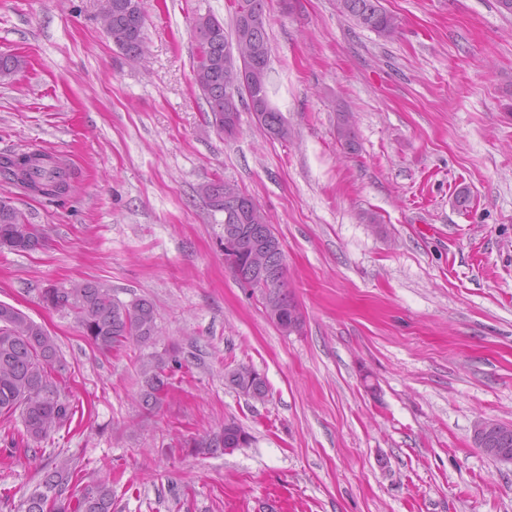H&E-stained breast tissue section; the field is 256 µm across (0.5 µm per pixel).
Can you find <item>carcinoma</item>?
<instances>
[{
	"label": "carcinoma",
	"mask_w": 512,
	"mask_h": 512,
	"mask_svg": "<svg viewBox=\"0 0 512 512\" xmlns=\"http://www.w3.org/2000/svg\"><path fill=\"white\" fill-rule=\"evenodd\" d=\"M126 0H112L110 22L112 42L126 56H137L144 49L142 25L132 24L123 8ZM251 10L258 14L253 27H243L234 19L232 33L219 30L212 34V24L224 22L208 12L198 16V27L192 30L197 53L207 56L208 63L194 70V82L201 91L212 114V123L224 130V113H240L242 107L252 112L256 122L276 140L286 141L291 135L288 122L277 108L264 103L251 106L250 100L241 97L237 103L224 99V80L229 78L225 63L232 60L229 39L244 37L250 42L255 64L244 67L248 91L253 101L261 100L258 93H269V47L265 31L266 0H248ZM339 8L356 23L383 38L398 33L397 18L388 12L381 0H339ZM26 65L16 54H0V73L19 72ZM337 136L348 151L357 150L355 126L346 112L338 114ZM41 160L31 161V153L0 155V180L21 185L28 191H39L47 198H60L64 187L71 186L75 172L63 159L39 153ZM209 207L222 211L236 204L246 192L223 180L207 182L199 187ZM44 229L39 224H27L24 215L13 205L0 202V249L32 252L46 245ZM254 243L238 242L234 263V276L248 273V263ZM288 268L282 265L278 277L269 288V294L280 295L282 300H294L288 290ZM41 301L46 306L70 313L84 336L102 353H110L135 342L142 346L157 344L156 312L146 298L123 302L112 290L94 281H75L68 288H45ZM182 367L180 351L165 347L151 353L140 362L139 404L151 415L164 405L175 370ZM65 370L58 356L55 339L39 324L9 304L0 303V416H19L25 442L24 458L36 459L45 453V445L55 440V435L65 427L75 414L74 407L60 396L57 376ZM229 385L238 393L263 400L268 395L266 380L251 365L240 364L226 375ZM231 441L248 444L251 435L236 421L224 423L223 432L206 433L182 443L198 454H215L224 441V432ZM75 471L68 460H61L44 472L33 492L19 505L18 512H112V482L98 480L73 492Z\"/></svg>",
	"instance_id": "obj_1"
}]
</instances>
